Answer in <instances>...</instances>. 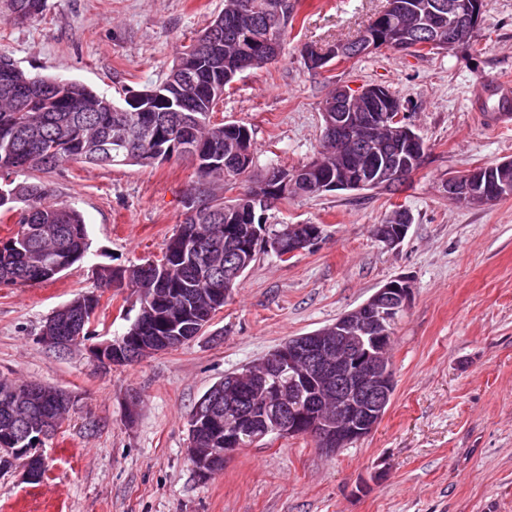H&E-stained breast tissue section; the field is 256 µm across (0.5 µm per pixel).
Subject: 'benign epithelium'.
Returning <instances> with one entry per match:
<instances>
[{"label":"benign epithelium","mask_w":512,"mask_h":512,"mask_svg":"<svg viewBox=\"0 0 512 512\" xmlns=\"http://www.w3.org/2000/svg\"><path fill=\"white\" fill-rule=\"evenodd\" d=\"M486 0H430L428 3L400 4L390 23L376 25L372 34L355 43L338 42L327 52L313 47L306 49L307 65L322 69L332 59L362 56L380 46H399L409 51L426 46L417 38L420 31H428L440 18H448V29L458 32L477 28L485 11ZM389 107L386 91L377 86L339 87L336 100L325 105L323 114L329 131L336 140L360 141L372 145L374 129L357 125L355 105L360 102ZM386 125L392 127L400 141L411 149L412 158L402 155L385 156L369 164L365 177L357 182L341 184L323 179L319 191L364 190L375 186L399 189L408 184L419 169L426 151L422 139L407 122L402 109L381 114ZM251 158L248 149V131L224 144V163L242 165ZM512 159L491 167L472 169L448 179L445 184L448 199L474 206L491 205L512 195L508 172ZM295 189L287 179L276 186H262L255 190L253 199L266 210L274 207L283 196ZM266 225H251L249 234L228 244L231 265L224 277L240 276L249 260L256 239L284 258H288L317 241L322 233L318 224H290L278 235L262 234ZM407 224H377L374 236L388 248H396L405 238ZM412 297V286L405 278H396L378 288L364 303L348 311L319 330L294 336L273 349L258 363L240 372L224 375V448H202L204 426L216 422L218 411L208 398L201 399L188 426L187 457L196 473L206 479L224 467L226 459L239 451L240 435L255 434L261 440L271 434L279 438L310 435L321 450L334 454L370 435L386 413L394 393V377L390 360L392 329L397 316L404 312ZM97 298L79 299L53 312L44 325L39 341L57 351L70 352L84 343L80 326L94 318ZM164 310L152 293H143L138 320H150ZM196 325L191 323L170 336L131 335L95 343L88 347L92 360L102 365H119L132 358L141 359L179 347L191 340ZM288 376V385L279 376ZM253 386L262 396L255 408L246 410L241 405L243 383ZM41 409L45 406L72 409L74 400L64 390L38 383L18 386L0 381V399L8 419L0 432V452L17 460L23 478L29 482L40 480L45 459L33 448H18L14 421V404L19 396ZM63 421L52 412L35 426L38 440L50 438Z\"/></svg>","instance_id":"benign-epithelium-1"}]
</instances>
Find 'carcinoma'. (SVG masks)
I'll return each instance as SVG.
<instances>
[{"instance_id":"obj_1","label":"carcinoma","mask_w":512,"mask_h":512,"mask_svg":"<svg viewBox=\"0 0 512 512\" xmlns=\"http://www.w3.org/2000/svg\"><path fill=\"white\" fill-rule=\"evenodd\" d=\"M267 0H224L225 27L209 40L201 31L193 44L179 52L166 76L159 84L145 89L162 96L167 110L166 138L158 144L130 140L131 158L128 164L145 165L143 154L171 142L203 146L217 155L224 142L238 131L233 124L214 119L216 107L224 96L225 87L238 75L233 64L241 57L256 59L261 68L282 54L288 24L278 23L266 10ZM194 76L191 85L180 82L183 71ZM151 113L138 112L132 107L118 106L86 84L64 76L31 75L22 69L0 67V184L8 182L7 195H0V210L20 211L21 230L0 240V279L12 284L44 283L55 279L56 267L68 269L82 261L88 250L87 224L75 208L53 201L54 190L31 172H50L65 163H85L100 167L113 166L112 159L98 160L90 156L88 144L108 139L118 127L129 130L147 122ZM376 151L395 154L404 150L399 140L385 125L378 127ZM366 167V159L347 143L339 144L323 134L318 169L309 172L310 183L323 176L351 182ZM292 170L278 163L261 174L252 173V166L224 169V164L198 167V174L212 187H193L188 197L207 208L224 210L219 224H198L187 217L165 242L167 252L182 239L204 237L202 258L206 269L185 267L174 270L163 282L147 277L139 270L129 272L125 286L137 295L150 288H189L191 293L179 297L170 306L175 311L188 305L198 312V320L209 323L210 311H218L240 283V278L224 280V227L238 229L259 224L260 212L251 211V192L276 176ZM235 182L243 189L237 197H225L218 188ZM217 279L224 295L216 299L211 294L212 280Z\"/></svg>"}]
</instances>
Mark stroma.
Wrapping results in <instances>:
<instances>
[{
	"label": "stroma",
	"instance_id": "35a3bbf8",
	"mask_svg": "<svg viewBox=\"0 0 512 512\" xmlns=\"http://www.w3.org/2000/svg\"><path fill=\"white\" fill-rule=\"evenodd\" d=\"M385 3L298 0L283 56L239 74L216 117L249 129L256 170L299 167L316 155L336 86L383 85L427 145L421 167L396 195L327 191L270 210L268 229L317 224L320 239L285 262L259 253L181 347L107 367L83 348L49 349L39 333L54 310L94 290L95 265L160 255L199 182L195 168L66 163L49 173L57 201L83 214L90 248L55 281L0 286V377L65 390L74 407L42 448L47 479L0 472V512H512V199L473 206L444 192L450 176L512 159V126L491 131L475 116L485 85L512 77V0H487L475 50L382 46L327 71L307 67V48L358 37ZM4 8L0 0V53L119 102L161 81L224 0H47L24 21ZM398 205L412 225L389 249L372 228ZM400 276L413 294L394 326L395 392L377 428L333 455L308 436L268 437L200 479L187 420L209 388ZM138 307L132 289L103 293L92 336H118Z\"/></svg>",
	"mask_w": 512,
	"mask_h": 512
}]
</instances>
